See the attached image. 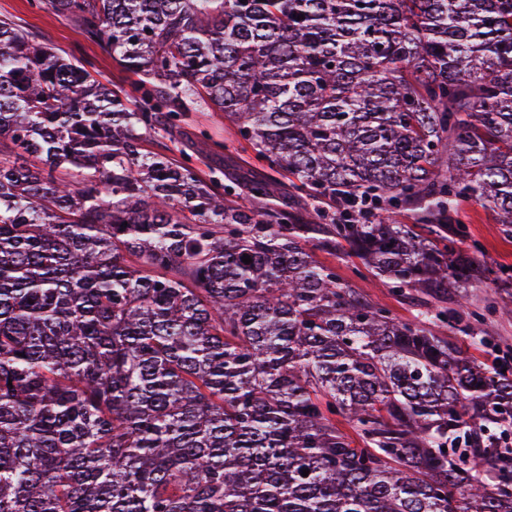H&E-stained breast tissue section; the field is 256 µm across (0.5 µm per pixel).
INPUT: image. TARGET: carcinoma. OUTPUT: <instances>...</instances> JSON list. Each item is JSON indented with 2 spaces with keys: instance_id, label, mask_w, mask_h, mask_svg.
Returning <instances> with one entry per match:
<instances>
[{
  "instance_id": "cac0c4a2",
  "label": "carcinoma",
  "mask_w": 512,
  "mask_h": 512,
  "mask_svg": "<svg viewBox=\"0 0 512 512\" xmlns=\"http://www.w3.org/2000/svg\"><path fill=\"white\" fill-rule=\"evenodd\" d=\"M38 5L135 80L0 18V512H512V375L313 256L481 282L450 243L462 201L512 231V0ZM202 104L272 172L239 205L143 152Z\"/></svg>"
}]
</instances>
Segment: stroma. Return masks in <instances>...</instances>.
Instances as JSON below:
<instances>
[{"mask_svg":"<svg viewBox=\"0 0 512 512\" xmlns=\"http://www.w3.org/2000/svg\"><path fill=\"white\" fill-rule=\"evenodd\" d=\"M5 17L17 26L28 30L39 39L55 47L66 56L78 60H94L99 78L109 86L129 88L133 77L123 71L98 45L89 42L73 22L58 17L48 10L32 7L29 0H0V18ZM225 142V150L215 152L203 146L204 137ZM143 148L149 152H164L174 159L191 154L194 164L204 177L226 182L229 173L261 177L265 170L254 159L245 142L236 140L223 113L199 106L186 113L179 125L158 137L147 138ZM459 220L464 224L468 239L482 246L481 262L501 272L512 269V234L496 224L491 213L480 204L463 202ZM320 263L335 267L342 278L370 301L390 308L397 317L414 318L421 311L434 306L433 298L418 293L395 295L391 289L369 273L363 272L360 260L347 252H316ZM449 311H478L484 322L473 331H462L456 321H449L443 335L453 338L464 349L476 351L479 360L489 365H499L504 359L512 360V287L500 282H486L481 287L465 291L449 290L444 302ZM490 336L489 352L480 349L481 336Z\"/></svg>","mask_w":512,"mask_h":512,"instance_id":"stroma-1","label":"stroma"}]
</instances>
